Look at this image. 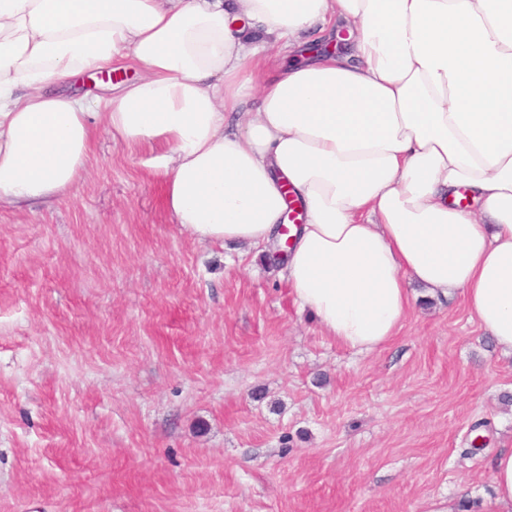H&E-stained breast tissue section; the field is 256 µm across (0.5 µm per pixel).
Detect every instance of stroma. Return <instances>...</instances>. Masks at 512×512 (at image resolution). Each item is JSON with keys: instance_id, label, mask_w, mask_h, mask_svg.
Returning <instances> with one entry per match:
<instances>
[{"instance_id": "1", "label": "stroma", "mask_w": 512, "mask_h": 512, "mask_svg": "<svg viewBox=\"0 0 512 512\" xmlns=\"http://www.w3.org/2000/svg\"><path fill=\"white\" fill-rule=\"evenodd\" d=\"M162 151L98 129L77 191L0 211V512H483L512 356L461 293L348 349L271 249L173 224Z\"/></svg>"}]
</instances>
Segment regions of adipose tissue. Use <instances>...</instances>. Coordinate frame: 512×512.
Here are the masks:
<instances>
[{
	"mask_svg": "<svg viewBox=\"0 0 512 512\" xmlns=\"http://www.w3.org/2000/svg\"><path fill=\"white\" fill-rule=\"evenodd\" d=\"M341 18L349 54L306 51ZM274 46L305 60L248 98ZM128 54L137 81L74 90ZM100 126L165 145V207L199 241L270 242L292 190L284 277L342 346L387 344L416 284L461 291L512 354V0H0V209L71 191ZM491 485L512 512V448Z\"/></svg>",
	"mask_w": 512,
	"mask_h": 512,
	"instance_id": "ef3b65f1",
	"label": "adipose tissue"
}]
</instances>
